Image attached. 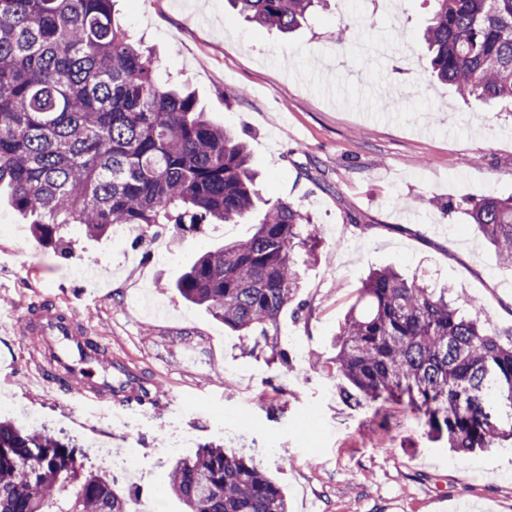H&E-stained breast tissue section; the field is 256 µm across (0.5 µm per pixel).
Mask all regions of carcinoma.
<instances>
[{
  "label": "carcinoma",
  "mask_w": 512,
  "mask_h": 512,
  "mask_svg": "<svg viewBox=\"0 0 512 512\" xmlns=\"http://www.w3.org/2000/svg\"><path fill=\"white\" fill-rule=\"evenodd\" d=\"M116 0H0V188L32 218L43 246L60 229L100 238L173 224L199 234L247 222L253 233L203 253L173 284L253 348L286 367L280 316L318 259L314 225L294 205L259 207L245 143L208 119L195 96L162 81L114 17ZM247 20L290 32L317 0H229ZM423 32L432 73L464 98L512 101V0H433ZM464 213L512 267V197L469 200ZM372 270L334 338L341 395L396 404L458 451L512 445V330L481 309ZM169 484L185 512H288L281 487L245 454L211 444L180 455ZM119 490L78 461L65 437L0 421V512H132Z\"/></svg>",
  "instance_id": "carcinoma-1"
}]
</instances>
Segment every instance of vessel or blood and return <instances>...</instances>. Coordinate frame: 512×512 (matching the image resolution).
Returning <instances> with one entry per match:
<instances>
[{"label":"vessel or blood","instance_id":"1","mask_svg":"<svg viewBox=\"0 0 512 512\" xmlns=\"http://www.w3.org/2000/svg\"><path fill=\"white\" fill-rule=\"evenodd\" d=\"M15 332L40 337L35 364L47 383L116 408L128 406L137 372L113 357L108 343L92 337L75 307L45 300L19 321Z\"/></svg>","mask_w":512,"mask_h":512}]
</instances>
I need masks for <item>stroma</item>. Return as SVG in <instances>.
Wrapping results in <instances>:
<instances>
[{"label": "stroma", "mask_w": 512, "mask_h": 512, "mask_svg": "<svg viewBox=\"0 0 512 512\" xmlns=\"http://www.w3.org/2000/svg\"><path fill=\"white\" fill-rule=\"evenodd\" d=\"M431 8L327 0L285 35L246 21L228 0H118L121 25L156 51L162 77L247 142L262 199L291 202L315 225L322 257L300 268L296 296L309 316L282 313L289 364L270 365L242 356L238 336L174 290L201 254L252 225L183 239L166 225L158 241L90 238L73 226L58 250L39 246L0 195V312L23 317L46 294L67 300L160 400L142 428L102 426L101 408L44 390L30 349L0 330L7 417L38 410L86 450L129 451L140 471L121 489L143 498L164 489V512L182 507L154 443L173 415L196 443L223 441L212 407L236 430V449L283 488L290 512H512V449L438 447L402 406H350L325 364L363 280L382 267L477 302L482 319L512 329V269L460 208L512 195V104L467 101L431 77L420 43ZM340 29L349 48L335 43ZM88 256L98 263L90 283L70 274Z\"/></svg>", "instance_id": "stroma-1"}]
</instances>
